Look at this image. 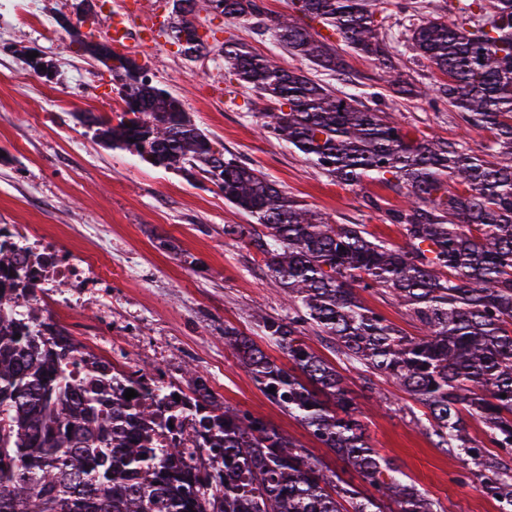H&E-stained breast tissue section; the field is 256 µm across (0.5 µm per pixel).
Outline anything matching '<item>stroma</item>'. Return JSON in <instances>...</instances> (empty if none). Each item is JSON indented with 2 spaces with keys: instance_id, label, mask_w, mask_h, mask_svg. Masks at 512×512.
I'll list each match as a JSON object with an SVG mask.
<instances>
[{
  "instance_id": "1",
  "label": "stroma",
  "mask_w": 512,
  "mask_h": 512,
  "mask_svg": "<svg viewBox=\"0 0 512 512\" xmlns=\"http://www.w3.org/2000/svg\"><path fill=\"white\" fill-rule=\"evenodd\" d=\"M81 5V0H0V224H29L52 235L60 250L81 249L97 258L112 280L106 294L55 289L57 302L49 314L92 351L108 355L120 348L134 368L179 386H186L188 369L198 370L219 402L263 417L309 448L322 465L358 483L353 470L267 398L224 346L225 327L257 339L258 316L288 314L285 296L260 257L224 234L225 225H247L250 217L203 177L189 181L136 154L104 147L80 122L83 113L110 117L123 108L111 73L71 45L76 37L88 43L107 37L105 11ZM459 7V0H390L382 7L381 36L393 66L403 79L429 89L426 98L395 96L378 62L341 41L335 47L347 67L334 73L282 49L257 20L228 24L203 11L196 23L200 33L218 41L244 43L329 89L357 94L412 135L433 134L485 152L491 133L461 121L435 90L440 73L403 42L405 29L429 16L457 22ZM78 10L82 23L73 33L60 19ZM159 42L158 48L135 52L137 63L154 84L182 101L218 147L262 170L331 222L362 224L379 240L405 245L388 216L406 205L404 193L371 179L353 190L337 185L261 128L258 114L268 101L226 74L221 53L189 61L167 37ZM28 48L55 62L57 83H45L26 67L21 52ZM336 368L353 382L372 448L442 512H496L469 470L419 428L420 404L383 375L343 360Z\"/></svg>"
}]
</instances>
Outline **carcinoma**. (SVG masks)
I'll list each match as a JSON object with an SVG mask.
<instances>
[{
  "label": "carcinoma",
  "instance_id": "obj_1",
  "mask_svg": "<svg viewBox=\"0 0 512 512\" xmlns=\"http://www.w3.org/2000/svg\"><path fill=\"white\" fill-rule=\"evenodd\" d=\"M490 30L472 25L485 0H466L461 21L439 16L409 29L407 46L447 81L438 91L461 119L494 135L486 156L460 143L411 136L355 94H338L242 43L224 41V69L277 111L263 129L288 142L336 184L367 178L405 191L390 212L407 246L371 237L363 224H332L262 171L226 156L192 121L181 100L134 81L136 61L112 54L123 111L117 122L90 114L95 137L153 167L197 174L254 220L224 226L260 255L294 315L260 317L264 338L288 357L284 368L235 327L224 346L266 396L350 466L367 493L344 482L263 418L215 400L205 380L189 381L198 442L150 448L134 432L156 420L162 399L123 401L114 389L136 372L95 355L77 357L74 337L33 306L35 288L10 250L0 248V512H437L428 496L368 444L349 379L304 340L319 329L340 360L396 381L422 405L425 434L461 458L498 512H512V0H496ZM272 20L289 53L331 72L345 60L299 23L318 19L374 57L398 95L429 96L403 84L368 0H291ZM217 12L233 23L260 18L259 0H173L169 35L193 61L206 50L195 19ZM381 288L425 331L407 336L364 303ZM506 397H501V394ZM482 425L485 440L469 432ZM501 450L492 453L488 447Z\"/></svg>",
  "mask_w": 512,
  "mask_h": 512
}]
</instances>
